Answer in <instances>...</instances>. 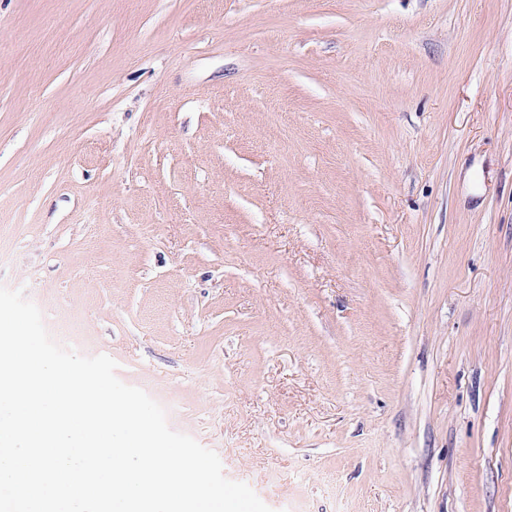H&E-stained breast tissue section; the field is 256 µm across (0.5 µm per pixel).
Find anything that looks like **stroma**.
I'll use <instances>...</instances> for the list:
<instances>
[{
  "instance_id": "stroma-1",
  "label": "stroma",
  "mask_w": 512,
  "mask_h": 512,
  "mask_svg": "<svg viewBox=\"0 0 512 512\" xmlns=\"http://www.w3.org/2000/svg\"><path fill=\"white\" fill-rule=\"evenodd\" d=\"M0 286L272 512H512V0H0Z\"/></svg>"
}]
</instances>
